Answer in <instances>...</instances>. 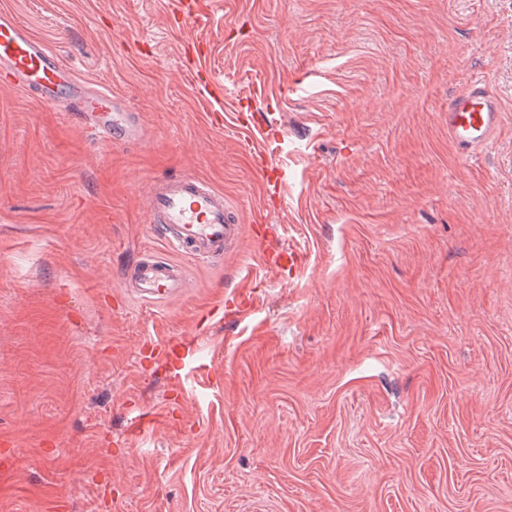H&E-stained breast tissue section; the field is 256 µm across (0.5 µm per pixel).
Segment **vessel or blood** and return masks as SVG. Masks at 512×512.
I'll use <instances>...</instances> for the list:
<instances>
[{
    "instance_id": "b4317fda",
    "label": "vessel or blood",
    "mask_w": 512,
    "mask_h": 512,
    "mask_svg": "<svg viewBox=\"0 0 512 512\" xmlns=\"http://www.w3.org/2000/svg\"><path fill=\"white\" fill-rule=\"evenodd\" d=\"M0 71L10 76L13 87L36 91L40 100L83 115L87 129L104 143L130 144L142 138L139 113L115 110L110 89L77 91L58 55L5 11H0ZM108 108L111 120H98V113ZM209 119L236 127L249 145L266 136L251 112L215 111ZM501 119L498 102L479 79L467 80L448 101V137L465 157H476L494 143ZM147 218L164 225L172 250L196 261L222 258L247 239L257 247L264 272L280 275L307 265L306 253L283 245L267 247L272 225L244 229L223 192L193 176L157 180L147 195ZM185 285L184 267L169 259L140 263L128 277L131 294L149 302L172 301Z\"/></svg>"
}]
</instances>
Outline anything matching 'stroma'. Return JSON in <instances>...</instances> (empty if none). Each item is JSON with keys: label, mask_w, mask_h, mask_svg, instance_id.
<instances>
[{"label": "stroma", "mask_w": 512, "mask_h": 512, "mask_svg": "<svg viewBox=\"0 0 512 512\" xmlns=\"http://www.w3.org/2000/svg\"><path fill=\"white\" fill-rule=\"evenodd\" d=\"M184 3L0 0L144 127L109 145L0 88V512H512V0ZM474 77L502 123L466 161ZM239 108L269 171L208 121ZM180 175L308 253L242 324L247 243L177 301L125 291L172 256L143 196ZM502 112L487 85L479 79L467 80L448 100V138L466 158H473L495 141Z\"/></svg>", "instance_id": "obj_1"}]
</instances>
